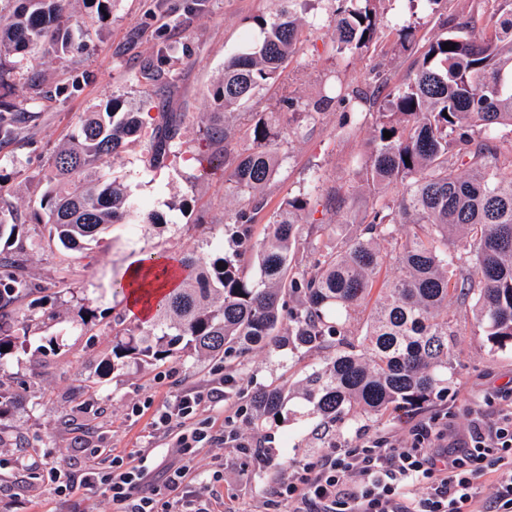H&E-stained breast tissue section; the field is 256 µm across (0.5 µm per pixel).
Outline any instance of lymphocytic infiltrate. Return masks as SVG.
<instances>
[{"label": "lymphocytic infiltrate", "mask_w": 512, "mask_h": 512, "mask_svg": "<svg viewBox=\"0 0 512 512\" xmlns=\"http://www.w3.org/2000/svg\"><path fill=\"white\" fill-rule=\"evenodd\" d=\"M223 399L219 385L181 393L159 411L153 425L172 436L179 457L163 486L151 483L147 455H109L99 467L66 474L49 466L57 494L100 484L112 496L113 512H210L191 488L195 450L212 438L195 418ZM487 475L494 492L483 499L479 485ZM276 496L292 512H512V405L499 409L493 421L474 418L463 437L450 441L434 423L422 422L408 448L362 440L350 448L328 449L296 467Z\"/></svg>", "instance_id": "obj_1"}]
</instances>
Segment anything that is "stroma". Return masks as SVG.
<instances>
[{
	"mask_svg": "<svg viewBox=\"0 0 512 512\" xmlns=\"http://www.w3.org/2000/svg\"><path fill=\"white\" fill-rule=\"evenodd\" d=\"M337 6V0H298L293 9L303 26L297 50L275 82L226 117L228 125L241 128L250 113L271 112L286 132L254 239L263 238L282 202L294 197L308 202L301 223L326 225L327 245H335V232L350 234L328 194L342 189L360 214L370 205L371 194L354 172L369 155L373 129L360 115L346 114L334 100L336 91L375 82L380 72L401 81L410 60L391 49L395 18H412L423 34L436 22L409 0H387L379 50L341 55L332 24ZM279 9V0H69L65 24L81 47L60 59L29 60V71L44 78L39 96H32L23 81L12 82L10 100L38 118L16 144L0 148V180L20 189L22 211L37 212L53 150L76 131L83 113L112 98L153 117L181 116L191 148L202 147L225 59L259 36L257 19L273 20ZM325 96L330 102L322 111L311 117L301 112L300 103ZM146 153V141H139L120 158L104 160L101 169L145 210L159 215L160 223L134 230L112 225L99 247L86 254L47 248L41 230L29 232L27 274L41 290L25 298L20 311L36 318L53 311L57 317L0 360L5 365L0 393L9 399L0 411V512H112V499L102 487L57 495L42 472L43 462L94 465L97 457L87 452L94 445L119 455L147 449L152 478L160 480L177 458L153 429L157 411L175 395L228 374L238 378V386L227 389L223 403L200 411L199 420L213 433L234 432L268 449L272 461L252 466L228 442L197 449L194 486L212 512H288L287 503L276 501L274 488L291 479L296 465L315 460L325 449L349 447L360 435L407 448L414 426L429 420L461 436L469 415L490 418L512 403V350L491 348L471 304L456 301L448 305L459 336L447 395L394 418L351 413L320 433L308 406L294 396L307 373L324 361L319 351L288 346L224 360L188 353L162 362L129 358L109 367L112 320L128 313L126 299L112 288L113 276L144 254L211 255L225 239L226 217L239 204L225 190L223 169L196 181L191 168L155 167ZM268 385L284 387L293 398L280 422L252 426L246 399Z\"/></svg>",
	"mask_w": 512,
	"mask_h": 512,
	"instance_id": "1",
	"label": "stroma"
}]
</instances>
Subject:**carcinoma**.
<instances>
[{"label": "carcinoma", "mask_w": 512, "mask_h": 512, "mask_svg": "<svg viewBox=\"0 0 512 512\" xmlns=\"http://www.w3.org/2000/svg\"><path fill=\"white\" fill-rule=\"evenodd\" d=\"M63 2L16 0L9 16L0 15V86L32 54L71 51ZM383 2L339 0L333 18L338 53L377 45ZM491 2L490 12L452 26L438 17V32L429 36H417L413 23L397 19L396 46L414 56L409 76L399 84L381 76L374 90L353 88L338 96L358 114L369 102L379 104L370 113L373 149L358 171L372 203L360 220H344L360 224L358 235L317 250L301 270L295 251L323 229L298 223L303 200H286L265 237L253 240L261 209L257 194L276 173L281 131L264 113L253 112L246 130L251 145L228 148L225 113L274 81L300 42L292 10L280 11L271 23L256 20L260 42L224 61L218 111L204 128L206 150L189 153L180 121L167 119L149 154L155 166L190 159L201 167L216 160L224 166L226 189L242 199L225 225L234 249L221 245L206 260L194 253L177 258L180 286L157 303L148 323L113 319L112 365L124 358L163 361L186 350L216 358L281 344L325 349L329 357L305 376L299 394L313 404L322 425L331 426L351 410L367 417L399 413L448 391L458 336L448 316L450 298L473 303L489 344L512 348V158L501 160L502 147L488 136L498 126L512 127V0ZM446 44L455 49H442ZM36 119L0 99V146L14 143ZM147 125L144 113L124 110L117 99L85 114L51 157L40 200L48 245L87 250L113 224L158 223L152 213L141 216L125 188L99 170L103 159L120 157ZM386 130L392 137H384ZM398 184L403 193L395 198L390 190ZM13 197L14 190L0 182V348L9 349L39 325L15 316L39 286L25 275L28 220ZM401 224L413 225L414 232L399 233ZM380 239L390 250H380ZM391 263L399 274L380 280ZM288 297L299 301L285 319ZM364 311V332L356 338L348 324ZM284 402L281 389L262 388L249 396L247 410L262 423L276 419Z\"/></svg>", "instance_id": "carcinoma-1"}]
</instances>
